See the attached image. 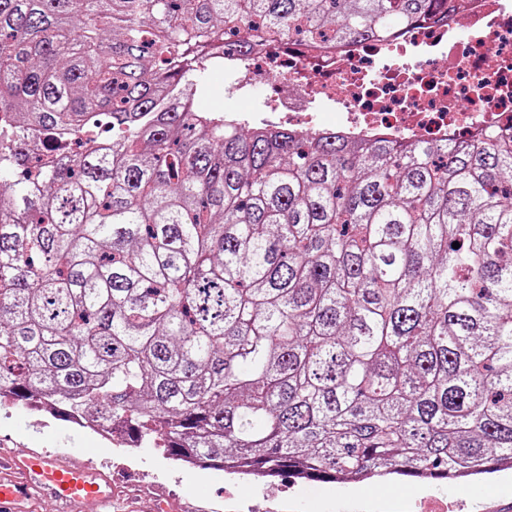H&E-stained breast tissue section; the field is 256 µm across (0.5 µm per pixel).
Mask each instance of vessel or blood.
<instances>
[{
  "label": "vessel or blood",
  "instance_id": "1",
  "mask_svg": "<svg viewBox=\"0 0 512 512\" xmlns=\"http://www.w3.org/2000/svg\"><path fill=\"white\" fill-rule=\"evenodd\" d=\"M44 490L58 512H84L90 503L112 512V484L97 470L30 450L0 452V512H18L25 497Z\"/></svg>",
  "mask_w": 512,
  "mask_h": 512
}]
</instances>
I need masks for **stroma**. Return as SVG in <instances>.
Segmentation results:
<instances>
[{
	"mask_svg": "<svg viewBox=\"0 0 512 512\" xmlns=\"http://www.w3.org/2000/svg\"><path fill=\"white\" fill-rule=\"evenodd\" d=\"M2 437L12 448H58L66 461L95 460L118 497L137 498L139 512H158L162 504L168 512H338L345 503L355 512H497L512 505V473L440 491L407 480L357 488L283 476L280 492H270L220 470L185 469L159 448H139L128 458L109 454L62 422L37 423L20 404L0 405Z\"/></svg>",
	"mask_w": 512,
	"mask_h": 512,
	"instance_id": "obj_1",
	"label": "stroma"
}]
</instances>
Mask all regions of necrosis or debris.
<instances>
[{"instance_id": "necrosis-or-debris-1", "label": "necrosis or debris", "mask_w": 512, "mask_h": 512, "mask_svg": "<svg viewBox=\"0 0 512 512\" xmlns=\"http://www.w3.org/2000/svg\"><path fill=\"white\" fill-rule=\"evenodd\" d=\"M446 20L405 27L389 42L340 43L282 51L268 44L252 59L225 57L237 76L226 119L326 131L349 142L464 141L512 125V0H453ZM275 92L271 112L234 101L244 88ZM336 115L326 124L323 113Z\"/></svg>"}]
</instances>
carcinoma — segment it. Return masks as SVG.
I'll return each mask as SVG.
<instances>
[{"label":"carcinoma","instance_id":"1","mask_svg":"<svg viewBox=\"0 0 512 512\" xmlns=\"http://www.w3.org/2000/svg\"><path fill=\"white\" fill-rule=\"evenodd\" d=\"M449 8L0 0V388L203 469L512 472V133L357 144L196 103L226 49Z\"/></svg>","mask_w":512,"mask_h":512}]
</instances>
